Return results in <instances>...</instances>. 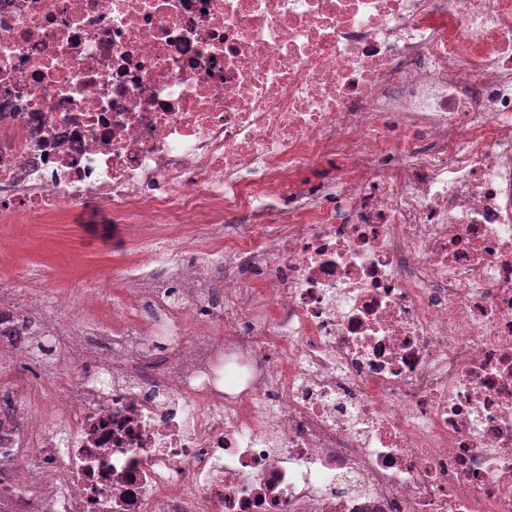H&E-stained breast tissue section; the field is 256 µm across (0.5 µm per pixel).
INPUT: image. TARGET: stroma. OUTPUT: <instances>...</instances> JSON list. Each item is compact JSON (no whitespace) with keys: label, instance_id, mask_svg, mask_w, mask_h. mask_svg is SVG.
I'll return each mask as SVG.
<instances>
[{"label":"stroma","instance_id":"stroma-1","mask_svg":"<svg viewBox=\"0 0 512 512\" xmlns=\"http://www.w3.org/2000/svg\"><path fill=\"white\" fill-rule=\"evenodd\" d=\"M5 230L17 247L0 257V270L28 271L20 288L0 294L17 308L30 299L53 308L61 293L80 301L96 280L112 279L137 252L155 247L147 238H131L126 225L110 223L100 210L81 213L70 224H9ZM94 366L90 356L73 365L57 363L33 343L23 360L0 363V388L17 390L23 398L40 389L50 372L80 375Z\"/></svg>","mask_w":512,"mask_h":512}]
</instances>
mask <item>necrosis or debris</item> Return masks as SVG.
Returning <instances> with one entry per match:
<instances>
[{"instance_id":"necrosis-or-debris-1","label":"necrosis or debris","mask_w":512,"mask_h":512,"mask_svg":"<svg viewBox=\"0 0 512 512\" xmlns=\"http://www.w3.org/2000/svg\"><path fill=\"white\" fill-rule=\"evenodd\" d=\"M91 201L208 245L0 392L9 512H512V0H0V221Z\"/></svg>"}]
</instances>
